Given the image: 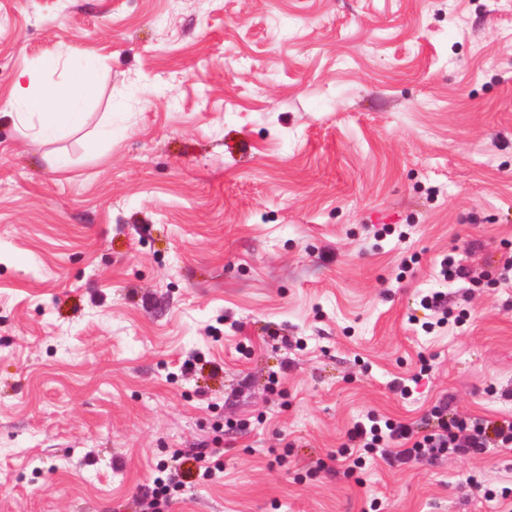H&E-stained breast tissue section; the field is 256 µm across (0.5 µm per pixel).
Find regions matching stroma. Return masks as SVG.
Here are the masks:
<instances>
[{
    "mask_svg": "<svg viewBox=\"0 0 512 512\" xmlns=\"http://www.w3.org/2000/svg\"><path fill=\"white\" fill-rule=\"evenodd\" d=\"M84 57L86 125L23 137L19 72ZM511 251L512 0H0V512H157L198 448L168 512H512V449L337 455L512 416ZM448 403L440 402L429 413L437 426L430 434L419 436L413 423H404L390 418L384 420L367 416V421H358L348 432V442L338 451L340 456L352 454L358 448L366 456L359 455L353 460L354 467L363 468L367 458L380 457L390 465L406 464L424 456L426 452L439 454H482L490 449L512 447V419L488 420L466 419L455 414L448 417ZM429 418V419H430ZM383 422V424H381ZM467 432L464 441L459 433ZM393 445V446H392ZM399 448L397 452L390 448ZM190 476V471H185L182 469V463L180 464L179 469H175L174 475H169L166 480H163L157 477L153 481V487H149L150 493L157 500L168 501L170 491L175 488H179L183 485L184 480Z\"/></svg>",
    "mask_w": 512,
    "mask_h": 512,
    "instance_id": "1",
    "label": "stroma"
}]
</instances>
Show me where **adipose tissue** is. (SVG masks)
<instances>
[{"label": "adipose tissue", "mask_w": 512, "mask_h": 512, "mask_svg": "<svg viewBox=\"0 0 512 512\" xmlns=\"http://www.w3.org/2000/svg\"><path fill=\"white\" fill-rule=\"evenodd\" d=\"M94 60L65 61L58 82L36 85L31 71H22L9 92L10 118L33 140L43 142L83 127L96 87L87 75Z\"/></svg>", "instance_id": "obj_1"}]
</instances>
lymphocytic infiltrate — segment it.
Returning <instances> with one entry per match:
<instances>
[{
	"mask_svg": "<svg viewBox=\"0 0 512 512\" xmlns=\"http://www.w3.org/2000/svg\"><path fill=\"white\" fill-rule=\"evenodd\" d=\"M429 416L436 420L432 433L419 434L415 425L390 418L371 416L356 422L348 432L342 454H354L356 468L368 459L382 458L387 463L406 464L434 454H482L492 449L512 447V419H464L450 415L447 403L435 405Z\"/></svg>",
	"mask_w": 512,
	"mask_h": 512,
	"instance_id": "lymphocytic-infiltrate-1",
	"label": "lymphocytic infiltrate"
}]
</instances>
